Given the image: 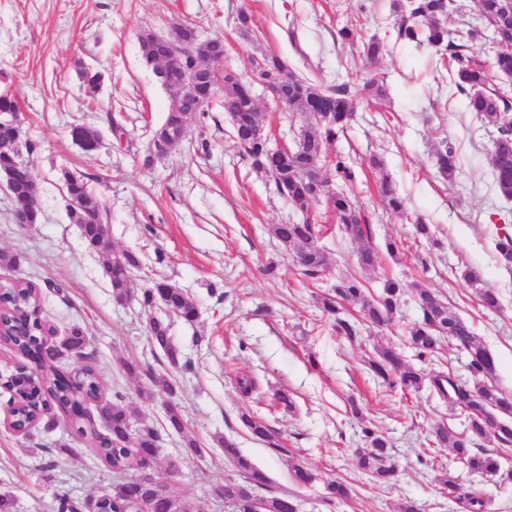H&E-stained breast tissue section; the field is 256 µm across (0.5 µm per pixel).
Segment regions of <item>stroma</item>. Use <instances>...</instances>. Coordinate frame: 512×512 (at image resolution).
<instances>
[{
	"instance_id": "obj_1",
	"label": "stroma",
	"mask_w": 512,
	"mask_h": 512,
	"mask_svg": "<svg viewBox=\"0 0 512 512\" xmlns=\"http://www.w3.org/2000/svg\"><path fill=\"white\" fill-rule=\"evenodd\" d=\"M393 0H0V90L20 102L36 150L28 155L39 188L41 220L13 222V202L0 178V251L21 255L0 277L40 288L49 338L60 341L80 328L99 371L104 398L120 391L143 421L162 433L156 459L176 465L168 489L194 499L200 512H230L216 489L233 474L218 437L233 439L271 479L273 491L298 499L301 512H399L414 500L420 512H466L435 483L452 467L448 449L431 447L427 434L441 423L458 430L463 419L428 392L405 394L378 386L364 359L387 343H404L419 313L412 296L391 327L366 329L356 343L337 336L315 301L346 276L377 291L384 278L432 288L497 359L496 383L512 393V270L496 257L495 226L512 224V200L497 191L491 175L493 128L469 112L466 97L450 82L440 52L396 40ZM247 12L248 27L238 22ZM196 27L201 39L223 36V69L250 75L265 54L325 85L357 87L373 77L382 99L360 100L353 122L328 147L353 164L349 190L369 211L371 243L396 241L397 256L382 255L363 272L357 244L340 231L327 207L319 239L328 266L322 280L305 277L276 247L269 228L295 220V212L271 190L266 177L237 154L223 96L188 127L183 142L154 156L152 131L171 102L153 66L142 57L139 37ZM354 30L347 42L341 28ZM386 37L382 57L371 63L363 44ZM102 74L98 103L82 92L81 72ZM97 130L102 146L84 153L71 139L73 125ZM455 151L456 174L445 180L434 166L442 144ZM378 157L382 170L369 165ZM85 176L102 196L112 245L133 252L141 266L130 281L132 301L116 304L105 274L106 258L90 250L65 209L62 171ZM388 174L405 200V213L385 210L376 181ZM431 224L433 241L414 238L416 219ZM275 266L267 274V266ZM479 285L461 277L465 267ZM162 278L187 292L199 317H169V334L181 354L171 368L147 337L146 314L136 300L148 279ZM501 295L490 311L480 288ZM139 366L127 374L124 362ZM172 372L189 431L203 453L196 456L168 432L163 396H148L149 374ZM252 374L258 394L242 397L239 375ZM288 391L295 408L274 398ZM10 395L0 389V493L12 512H52L56 495L78 501L111 492L123 482L93 448L76 437L59 411L20 436L3 425ZM393 444L402 468L390 487L372 483L355 467L359 442L351 404ZM263 417L279 447L253 440L242 428L241 408ZM315 470L316 482L296 484L292 464ZM349 481L353 498L327 502L324 483Z\"/></svg>"
}]
</instances>
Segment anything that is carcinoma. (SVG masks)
Here are the masks:
<instances>
[{"instance_id": "cac0c4a2", "label": "carcinoma", "mask_w": 512, "mask_h": 512, "mask_svg": "<svg viewBox=\"0 0 512 512\" xmlns=\"http://www.w3.org/2000/svg\"><path fill=\"white\" fill-rule=\"evenodd\" d=\"M448 6L449 0H394L396 39L448 51L452 81L458 91L467 96L468 109L496 130L491 150L492 176L499 193L512 199V119L508 117L512 101L488 89L485 64L470 52L474 29L450 30L441 22ZM478 8L479 17L493 31L496 45L493 67L498 73L512 77V15L505 10V0H478ZM181 37L183 43L175 45L153 33L140 36L146 63L154 66L171 62L168 79L173 85L184 73L207 64L215 66L224 58L222 37L202 40L192 26L185 27ZM255 77L284 83L288 110L303 118V126L287 153H275L270 151L267 142L254 135L253 128L260 123L259 112L236 109L229 112L234 126V147L241 158L268 177L273 191L301 215L297 222L272 225L271 233L278 247L292 257L304 276L320 279L326 271V257L318 242L316 209L319 205H327L340 229L354 243L371 241L372 231L369 216L360 204L345 193L322 195L321 188L329 180L312 181L306 172L312 164L327 158L325 171L338 181H353L352 166L340 155L327 157L326 148L336 141L338 133L352 119L359 99L379 95L382 89L374 78L367 79L353 92L346 84L322 87L274 56H264L255 63ZM82 78L86 97L97 100L101 75L85 69ZM250 90V82L241 78L229 82L224 85V100L240 102ZM212 97V90L205 86L194 97L174 96L165 122L177 121L180 113H190L192 118H197L204 113ZM19 108L12 94L0 92V171L12 175L13 219L25 213L28 223L36 224L40 211L31 209L29 202L38 196L37 186L30 166L23 159V153H32L36 144L26 131L10 124V114ZM328 113L333 116L330 122L322 120ZM71 131L83 134L85 152L92 153L99 148L98 132L81 124L74 125ZM435 166L443 177L455 176V155L451 146L445 144L436 151ZM62 180L70 223L78 226L89 249L102 252L99 233L100 224L105 220V207L100 195L81 175L64 170ZM378 194L385 209L404 211V199L386 174L380 176ZM494 249L501 263L511 268L512 232L508 226L495 228ZM106 257L105 271L112 286V298L124 304L132 299L130 273L140 267L139 261L127 250H112ZM357 260L362 269H376L378 249L369 245L361 247ZM404 295L405 288L396 279L384 280L380 291L372 295L366 293L362 281L352 276L339 281L316 301L326 315L334 317L336 333L352 344L360 339L361 323L372 327L388 324ZM415 297L419 319L408 329V344L420 359L443 356L447 347L464 350L468 355L469 379L463 380L450 372L429 374L405 360L393 344L376 349L368 358V374L390 390L418 392L426 387L443 399L451 410L464 416L465 425L460 431L440 424L432 427L430 443L451 449L454 460L472 475L498 474L502 481L511 482L512 469L502 468L501 459L505 451L512 448V396L493 382L495 356L477 338L473 326L431 289L421 286L415 289ZM161 299L166 302L168 312L187 322L195 321L197 306L192 298L173 284L153 279L143 290L140 303L151 310ZM344 303L360 306L362 320L338 317ZM0 326L15 350L40 369L35 379L22 371L4 376L6 385L16 394L14 419L21 424L35 410L49 403L70 417L75 434L95 448L103 462L119 473L130 474L128 480L118 485V490L83 503L66 494L59 495L54 499L53 512H199L192 499L171 493L155 496L141 483L142 476L158 479L172 475L175 469L171 464L161 471L156 465L158 431L144 421L138 429H133L139 418L138 411L123 403L119 393L112 401L103 398L99 373L94 366H84L77 377L60 370L59 363L64 359L84 357L86 338L78 328L59 343L45 337L42 295L37 288L8 280L0 283ZM148 333L152 342L164 351L169 363L178 366L180 353L171 343L168 324L151 316ZM150 382L153 392L168 396L165 402L167 428L183 438L184 447L200 453L198 441L185 427L180 405L172 400L176 392L175 380L166 373L151 376ZM91 403L96 407L95 418L87 409ZM238 418L254 440L274 443L275 431L264 419L246 408ZM361 433L362 445L354 450L357 470L380 484L392 483L399 471L390 454V440L369 426L362 427ZM221 443L224 456L237 472V477L224 479V502L232 505L236 512H298L296 499L273 492L268 487L267 474L243 454L234 441L224 438ZM436 481L448 498L466 500L469 512H485L490 506L480 490L463 487L459 477L447 471L437 475ZM325 489L331 500L345 501L352 496V488L335 479L327 482Z\"/></svg>"}]
</instances>
